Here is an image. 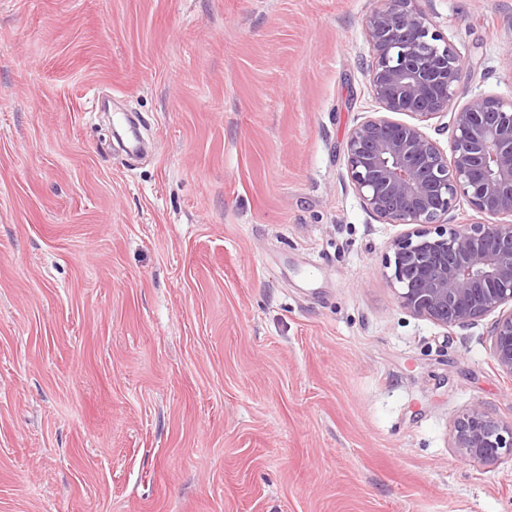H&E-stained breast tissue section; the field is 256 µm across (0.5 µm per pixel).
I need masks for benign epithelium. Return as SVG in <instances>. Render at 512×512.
Wrapping results in <instances>:
<instances>
[{"instance_id": "benign-epithelium-1", "label": "benign epithelium", "mask_w": 512, "mask_h": 512, "mask_svg": "<svg viewBox=\"0 0 512 512\" xmlns=\"http://www.w3.org/2000/svg\"><path fill=\"white\" fill-rule=\"evenodd\" d=\"M417 0H384L367 19L368 90L388 113L357 124L345 144L346 177L364 208L407 230L385 259L406 313L446 329L488 316L491 356L512 378V98L478 95L456 106L465 66ZM452 114L450 151L424 123ZM482 220L452 224L459 201ZM459 456L512 457V424L477 404L455 425Z\"/></svg>"}]
</instances>
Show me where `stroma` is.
<instances>
[{
    "label": "stroma",
    "instance_id": "obj_1",
    "mask_svg": "<svg viewBox=\"0 0 512 512\" xmlns=\"http://www.w3.org/2000/svg\"><path fill=\"white\" fill-rule=\"evenodd\" d=\"M375 5L0 0V512H512L491 321L401 310L346 178ZM418 6L512 96V0ZM455 432L454 448L464 459L480 463H497L505 455L512 459V422H499L480 404L457 420Z\"/></svg>",
    "mask_w": 512,
    "mask_h": 512
}]
</instances>
